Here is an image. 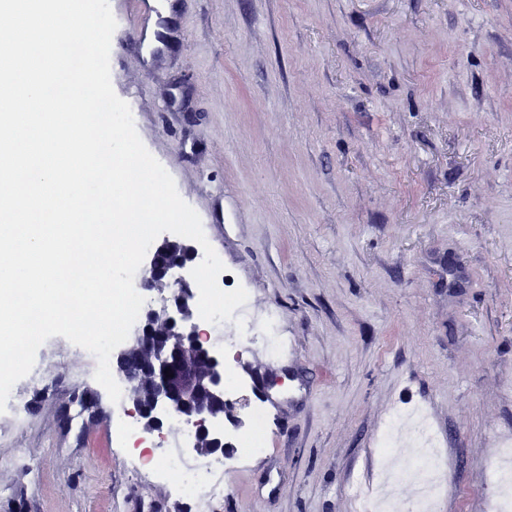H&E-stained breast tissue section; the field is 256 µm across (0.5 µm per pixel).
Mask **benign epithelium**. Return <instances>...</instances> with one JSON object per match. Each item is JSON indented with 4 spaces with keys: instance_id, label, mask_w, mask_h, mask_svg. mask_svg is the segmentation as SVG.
Listing matches in <instances>:
<instances>
[{
    "instance_id": "1",
    "label": "benign epithelium",
    "mask_w": 512,
    "mask_h": 512,
    "mask_svg": "<svg viewBox=\"0 0 512 512\" xmlns=\"http://www.w3.org/2000/svg\"><path fill=\"white\" fill-rule=\"evenodd\" d=\"M183 266L182 262L167 261L161 244L150 251L140 286L152 290L157 284L167 281L171 294L162 299L161 312L174 335L155 332L153 315L156 311L153 310L132 342L119 353L118 363L127 382L128 393H134L144 379L150 380L149 405L135 402L128 415L145 421L151 430L162 427L159 417L162 412L183 418L194 430L193 450L204 459L224 453V437L215 429L217 419L209 402L217 401L229 408L233 404L224 398L221 363L207 343V332L187 318L191 314L192 296L186 282L181 279L168 281L171 272ZM167 368L171 373L169 377L164 373ZM203 439L210 441L211 447H201Z\"/></svg>"
}]
</instances>
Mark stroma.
Masks as SVG:
<instances>
[{
    "label": "stroma",
    "instance_id": "35a3bbf8",
    "mask_svg": "<svg viewBox=\"0 0 512 512\" xmlns=\"http://www.w3.org/2000/svg\"><path fill=\"white\" fill-rule=\"evenodd\" d=\"M110 77L250 313L228 429L266 419L206 512H366L390 418L441 439L439 512H489L512 449V0H177ZM0 413V512H199L129 447L90 352L38 349ZM93 393L89 416L74 394ZM224 329L229 330V334H224V345L234 346L237 344H241L243 342L249 343H262L265 348L271 354H277L281 351L282 342L279 336L275 334L274 328V318L273 316H269L267 319V324L265 328V332L262 335L251 334L250 328L244 329L243 332H240L234 321H224Z\"/></svg>",
    "mask_w": 512,
    "mask_h": 512
}]
</instances>
